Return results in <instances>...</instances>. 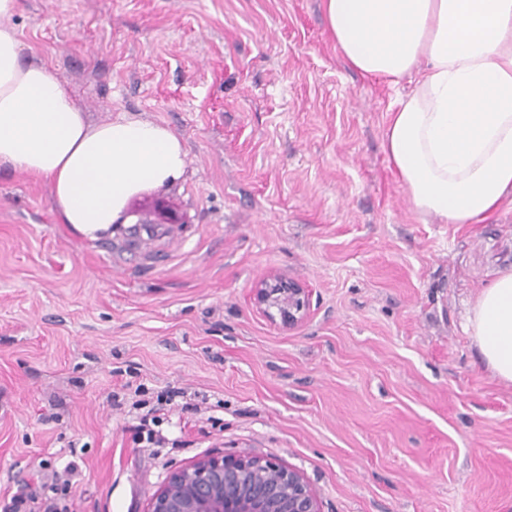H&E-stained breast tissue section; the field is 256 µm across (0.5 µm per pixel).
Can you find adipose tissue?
I'll list each match as a JSON object with an SVG mask.
<instances>
[{
    "label": "adipose tissue",
    "mask_w": 512,
    "mask_h": 512,
    "mask_svg": "<svg viewBox=\"0 0 512 512\" xmlns=\"http://www.w3.org/2000/svg\"><path fill=\"white\" fill-rule=\"evenodd\" d=\"M0 0V171L48 184L58 223L112 229L128 200L178 181L181 140L127 115L91 123L47 62L23 63ZM346 64L369 79L415 76L389 109L385 150L415 209L478 224L512 196V0H323ZM467 331L487 367L512 382V269L470 307Z\"/></svg>",
    "instance_id": "obj_1"
}]
</instances>
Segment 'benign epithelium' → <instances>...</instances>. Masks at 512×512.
Returning a JSON list of instances; mask_svg holds the SVG:
<instances>
[{
  "mask_svg": "<svg viewBox=\"0 0 512 512\" xmlns=\"http://www.w3.org/2000/svg\"><path fill=\"white\" fill-rule=\"evenodd\" d=\"M255 304L270 319L297 325L310 289L293 278L259 280ZM146 512H322L314 489L296 469L268 458L213 453L171 472Z\"/></svg>",
  "mask_w": 512,
  "mask_h": 512,
  "instance_id": "benign-epithelium-1",
  "label": "benign epithelium"
}]
</instances>
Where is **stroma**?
Returning a JSON list of instances; mask_svg holds the SVG:
<instances>
[{"label": "stroma", "instance_id": "35a3bbf8", "mask_svg": "<svg viewBox=\"0 0 512 512\" xmlns=\"http://www.w3.org/2000/svg\"><path fill=\"white\" fill-rule=\"evenodd\" d=\"M9 24L90 120L159 122L187 161L128 201L169 218L143 244L77 239L45 182L0 174V501L144 512L220 452L296 468L323 512H512V382L464 328L512 202L415 210L384 152L413 78L349 69L322 0H18ZM270 274L311 290L294 328L251 298ZM140 385L196 404L165 412L178 447L135 442Z\"/></svg>", "mask_w": 512, "mask_h": 512}]
</instances>
